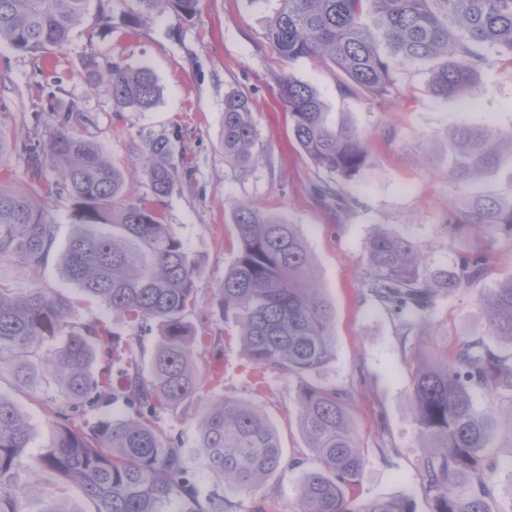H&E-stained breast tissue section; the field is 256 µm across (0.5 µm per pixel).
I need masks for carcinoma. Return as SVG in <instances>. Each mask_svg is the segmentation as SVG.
Wrapping results in <instances>:
<instances>
[{
  "label": "carcinoma",
  "mask_w": 512,
  "mask_h": 512,
  "mask_svg": "<svg viewBox=\"0 0 512 512\" xmlns=\"http://www.w3.org/2000/svg\"><path fill=\"white\" fill-rule=\"evenodd\" d=\"M95 12H90L91 3ZM112 0H0V42L22 53L46 54L91 23L112 27ZM124 20L133 30L153 13L190 17L199 0H134ZM265 37L283 63L318 59L339 78L341 92L369 101L391 94L397 72L425 66L424 92L438 100H467L477 92L490 52L512 68V0H278ZM90 85H106L117 111L144 112L160 88L147 66L104 65L85 59ZM278 96L293 136L315 166L336 176L319 196L350 204V187L370 167L369 145L352 124L327 122L317 90L283 71ZM90 117L75 103L57 115L44 141L25 143L31 178L0 185V266L30 276L55 255L58 227L42 205L66 197L73 232L59 256L64 281L89 301L132 324L122 336L100 324L76 321L73 298L39 282L15 288L0 275V375L30 390L54 388L62 406L56 437L44 458L50 477L74 483L95 512H237L227 497L201 495L185 465L180 437L159 430L157 413L193 401L202 376L194 351L204 338L188 321L195 307L199 263L189 255L154 203L179 182L166 136L148 146L142 175L152 199L135 198L126 174L73 131ZM257 131L249 100L224 93V158L242 174L258 161ZM444 150L455 195L448 224L459 239L512 242V192L474 190L503 163L512 185V126L463 123L448 130ZM49 162L52 177L43 175ZM238 255L224 272L211 315L239 328L251 364L296 380L300 427L310 457H284L268 417L246 401L210 398L199 423L204 466L236 493L255 494L274 473L306 466L300 512H414L400 496L355 505L348 495L366 465L351 423L353 394L312 380L334 355L333 307L321 294L306 240L296 224L250 202L233 206ZM364 286L374 306L389 315L401 348L410 354V411L424 448L415 494L431 512H512V485L491 474L512 471L490 444L499 433L512 441V273L480 297L485 331L453 346L431 339L439 301L480 282L481 247L465 243L446 267L426 263L425 248L377 228L366 246ZM155 336L148 371L133 363L144 340ZM60 338L42 359L34 350ZM105 365L92 371L96 351ZM487 402L479 407L474 396ZM122 402L131 414L106 417L89 431L73 429L70 414ZM31 425L16 403L0 394V512H21L25 487L17 461L29 445Z\"/></svg>",
  "instance_id": "obj_1"
}]
</instances>
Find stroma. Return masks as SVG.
Returning <instances> with one entry per match:
<instances>
[{
	"label": "stroma",
	"instance_id": "35a3bbf8",
	"mask_svg": "<svg viewBox=\"0 0 512 512\" xmlns=\"http://www.w3.org/2000/svg\"><path fill=\"white\" fill-rule=\"evenodd\" d=\"M274 0H200L197 13L181 18L165 11L134 32L118 29L88 36L78 31L48 56L24 54L0 43V133L17 143L45 139L59 111L78 103L90 116L79 132L117 167L137 179L135 193L150 189L140 177L144 153L157 136H167L191 169L159 206L164 223L181 237L201 265L196 306L189 319L205 341L196 359L209 375L202 397L226 395L263 410L275 426L283 452H306L300 429L295 384L276 373L259 371L245 356L234 323L211 317L224 272L238 253L232 219L237 201L299 225L312 256L315 279L335 311V352L319 375L321 383L353 387L352 426L368 463L359 487L360 501L410 494L421 442L409 405L410 358L394 334L391 318L367 297L363 283L365 244L377 228L408 236L427 249L429 263L448 264L456 247L449 236L448 208L455 194L448 180L443 142L450 125L512 123V70L489 56L472 102L439 103L423 92L425 75L414 69L398 75L391 96L370 103L342 93L336 75L315 59L293 63L291 72L320 93L330 119L358 126L372 152L370 168L355 187L356 204L344 210L325 205L317 189L330 174L317 168L295 141L281 106L276 77L279 61L264 37ZM122 60L150 67L161 88L156 107L119 112L106 86L90 88L85 57ZM235 87L253 103L259 161L247 176L224 158V92ZM395 130L387 138L386 130ZM482 284L441 301L434 338L458 340L483 329L477 305L482 288L512 273V242L498 239L485 251ZM0 392L28 417L31 441L18 461V479L28 491L21 512H43L56 499L68 512H94L76 485L47 482L43 456L55 435L53 410L60 397L51 389L20 391L9 376ZM201 407L163 409L157 424L179 436L189 475L202 494H223L224 486L203 466L197 448ZM300 470L274 474L264 486L271 512H299Z\"/></svg>",
	"mask_w": 512,
	"mask_h": 512
}]
</instances>
